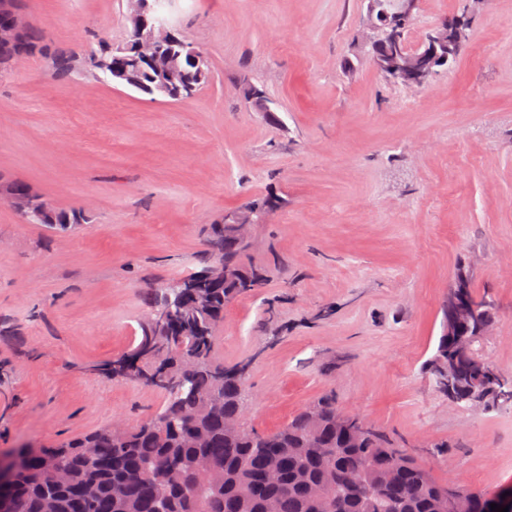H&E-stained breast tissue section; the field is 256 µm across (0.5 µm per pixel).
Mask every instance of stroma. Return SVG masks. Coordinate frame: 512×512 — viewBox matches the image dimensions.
Wrapping results in <instances>:
<instances>
[{"mask_svg": "<svg viewBox=\"0 0 512 512\" xmlns=\"http://www.w3.org/2000/svg\"><path fill=\"white\" fill-rule=\"evenodd\" d=\"M19 2L42 50L0 72V181L86 220L58 233L0 205V454L154 415L158 389L94 365L132 346L144 285L191 270L205 225L274 196L244 257L263 281L215 332L247 422L273 431L331 394L439 482L512 489V411L451 404L424 369L464 263L495 306L480 353L512 373V0H422L412 40L461 12L473 38L414 91L373 67L367 0H173L211 68L180 102L57 73L59 53L124 40L126 0Z\"/></svg>", "mask_w": 512, "mask_h": 512, "instance_id": "obj_1", "label": "stroma"}]
</instances>
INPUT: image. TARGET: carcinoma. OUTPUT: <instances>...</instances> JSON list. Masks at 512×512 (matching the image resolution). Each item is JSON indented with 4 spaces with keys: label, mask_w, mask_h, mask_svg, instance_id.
<instances>
[{
    "label": "carcinoma",
    "mask_w": 512,
    "mask_h": 512,
    "mask_svg": "<svg viewBox=\"0 0 512 512\" xmlns=\"http://www.w3.org/2000/svg\"><path fill=\"white\" fill-rule=\"evenodd\" d=\"M111 60L107 45L88 52L98 72ZM247 249L224 236V225H206L193 272L228 256L246 279L212 289L205 310L191 307L170 281L152 285L146 289L149 307L167 304L173 335L162 336L143 321L133 347L97 368L110 380L118 368L129 374L167 369L176 386L164 393L160 410L129 427L121 439L106 426L54 446L17 449L12 480L0 489V512H44L49 498L54 512H266L270 501L278 512H492V499L436 481L382 431L373 428L363 442H352L336 427L331 396L275 431L229 430L228 423L243 415L245 378L240 368L215 360L212 324L224 320L230 303L260 285L259 274L243 261ZM313 408L326 417L318 427L310 421ZM85 448L96 449L93 458L86 457ZM52 465L67 471L66 483L47 482ZM271 469L279 472L274 483L264 479ZM386 470L394 474L390 482L381 480ZM348 474L359 475L360 483L343 484ZM315 484L330 489L328 501L317 509ZM85 486L94 489L90 499L80 494Z\"/></svg>",
    "instance_id": "1"
}]
</instances>
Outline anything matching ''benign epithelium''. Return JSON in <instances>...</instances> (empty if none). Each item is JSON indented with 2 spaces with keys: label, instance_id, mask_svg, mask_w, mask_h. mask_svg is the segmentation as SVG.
Wrapping results in <instances>:
<instances>
[{
  "label": "benign epithelium",
  "instance_id": "7a95c632",
  "mask_svg": "<svg viewBox=\"0 0 512 512\" xmlns=\"http://www.w3.org/2000/svg\"><path fill=\"white\" fill-rule=\"evenodd\" d=\"M129 35L127 41L113 47L115 54H128L136 64L132 71H112V83L129 86L146 94L140 75L153 71L157 75L158 92L178 98L183 94L193 95L209 79V69L202 52L186 41L168 23L157 20L159 5L156 0H127ZM420 10V0H394L391 12L374 15V3H368L369 55L378 71L402 79V82L429 85L425 74L449 67L454 62L457 50L468 41L470 24L457 16L446 17L436 29L446 34V42L428 37L413 45L402 40L403 30L410 25ZM0 12L7 20L0 23V48L10 51L9 61L29 55L24 45L26 34L31 31L28 17L13 5V0H0ZM12 206L22 218H27L32 199L17 195L13 188L0 187V204ZM259 216L250 208L241 206L224 214V234L237 242L250 236L251 226ZM231 271L224 263L215 264L209 271L188 276L176 281V286L193 297L202 307L209 302V289L224 286ZM467 277L454 278L448 288L444 306V332L452 339V354L438 356L430 362L436 375V383L443 392L454 397L465 394L468 407L476 412L492 409L495 398L504 394L512 385V379L501 371L494 370L474 349V338L469 336L471 323L477 313L465 295ZM336 421L351 429L353 439L367 434L365 423L342 412H336Z\"/></svg>",
  "mask_w": 512,
  "mask_h": 512
}]
</instances>
